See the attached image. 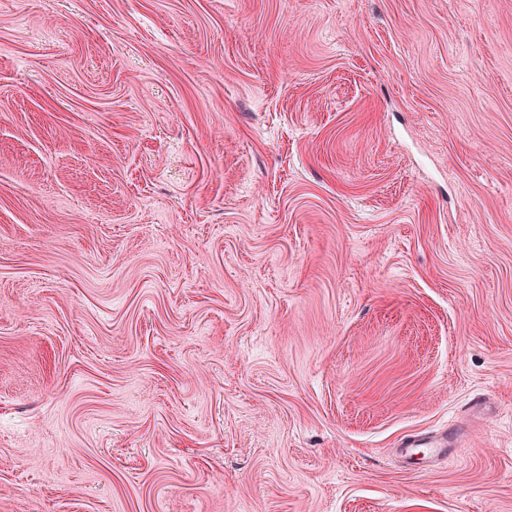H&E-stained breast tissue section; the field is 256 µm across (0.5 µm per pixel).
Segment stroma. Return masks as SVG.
Segmentation results:
<instances>
[{"label":"stroma","mask_w":512,"mask_h":512,"mask_svg":"<svg viewBox=\"0 0 512 512\" xmlns=\"http://www.w3.org/2000/svg\"><path fill=\"white\" fill-rule=\"evenodd\" d=\"M0 512H512V0H0ZM456 433L449 431L441 438L426 437L423 434H409L406 436L399 448L402 456L408 457L421 454L427 459H435L446 452L448 444L455 439Z\"/></svg>","instance_id":"35a3bbf8"}]
</instances>
